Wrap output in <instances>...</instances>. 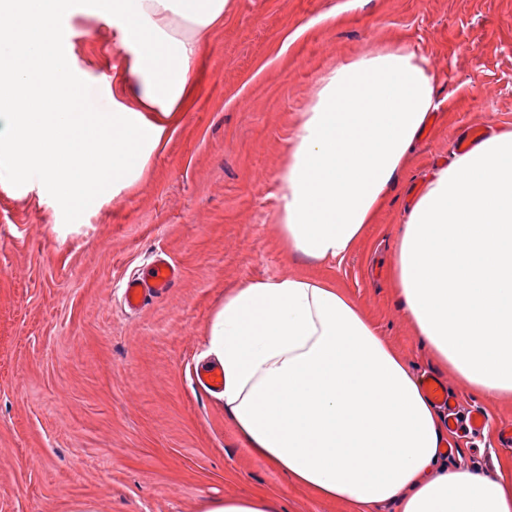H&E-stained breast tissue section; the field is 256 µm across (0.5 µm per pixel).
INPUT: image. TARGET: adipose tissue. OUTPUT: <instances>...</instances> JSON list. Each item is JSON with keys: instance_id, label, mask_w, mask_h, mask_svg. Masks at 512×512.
Returning <instances> with one entry per match:
<instances>
[{"instance_id": "1", "label": "adipose tissue", "mask_w": 512, "mask_h": 512, "mask_svg": "<svg viewBox=\"0 0 512 512\" xmlns=\"http://www.w3.org/2000/svg\"><path fill=\"white\" fill-rule=\"evenodd\" d=\"M232 0H100L129 84L89 105L60 35L71 0H0V171L63 214L134 188L188 104L201 48ZM429 58L370 50L322 74L276 175L289 251L343 264L387 203L435 106ZM391 280L431 357L512 402V126L431 172L397 235ZM207 353L241 441L293 485L344 512H512V464L449 463L448 430L421 380L356 300L305 276L224 296ZM198 512H283L260 490Z\"/></svg>"}]
</instances>
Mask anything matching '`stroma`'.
Masks as SVG:
<instances>
[{"mask_svg": "<svg viewBox=\"0 0 512 512\" xmlns=\"http://www.w3.org/2000/svg\"><path fill=\"white\" fill-rule=\"evenodd\" d=\"M204 44L192 99L130 192L65 222L35 195L0 184V512H197L257 488L285 512H339L252 456L224 404L196 384L224 294L289 275L332 278L357 299L420 377L445 382L485 429L458 456L494 471L511 458L498 431L512 405L439 367L400 308L389 275L396 234L434 165L473 125H512V0H233ZM78 67L123 84L115 29L68 18ZM425 52L440 103L389 203L358 250L332 268L289 251L276 174L318 77L373 48ZM173 288L145 308L126 277L155 255Z\"/></svg>", "mask_w": 512, "mask_h": 512, "instance_id": "obj_1", "label": "stroma"}]
</instances>
